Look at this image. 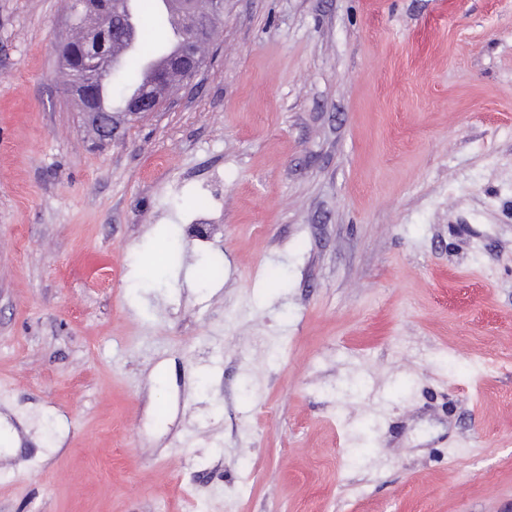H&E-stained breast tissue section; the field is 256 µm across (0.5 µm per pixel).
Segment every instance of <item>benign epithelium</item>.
Segmentation results:
<instances>
[{
	"mask_svg": "<svg viewBox=\"0 0 512 512\" xmlns=\"http://www.w3.org/2000/svg\"><path fill=\"white\" fill-rule=\"evenodd\" d=\"M186 7L190 14L193 38L185 52L175 60L174 66L187 72L193 80L204 66V60L198 55L196 48L207 37L209 20L195 13L192 4L188 3ZM111 72V58L91 53L84 60L82 75L73 77L64 84L66 92L78 102L84 122L95 130L96 138L101 144H110L118 139L123 125L137 121L147 112L157 110L167 98V94L159 87L142 97L129 100L126 111L119 118L110 112H102L97 106V90L99 85L106 82Z\"/></svg>",
	"mask_w": 512,
	"mask_h": 512,
	"instance_id": "benign-epithelium-1",
	"label": "benign epithelium"
}]
</instances>
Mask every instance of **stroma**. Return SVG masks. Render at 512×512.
I'll return each mask as SVG.
<instances>
[{"instance_id":"obj_1","label":"stroma","mask_w":512,"mask_h":512,"mask_svg":"<svg viewBox=\"0 0 512 512\" xmlns=\"http://www.w3.org/2000/svg\"><path fill=\"white\" fill-rule=\"evenodd\" d=\"M68 16L0 0V512H512V0H224L104 148ZM186 7L187 12L192 15L189 18V23L191 25L193 38L191 44L181 56H179L181 53L173 56L175 59L177 56H179L176 60L174 59L175 62L174 60L173 62L175 67H179L181 70L187 72L190 75V79L186 82L189 83L199 75L203 66L205 65L203 58L198 55L196 48L207 37L209 20L207 17L194 13L191 2H187ZM177 70L181 75V80L178 84H172L168 79L167 74L165 73L166 80L172 89L184 81L183 72L179 69Z\"/></svg>"}]
</instances>
